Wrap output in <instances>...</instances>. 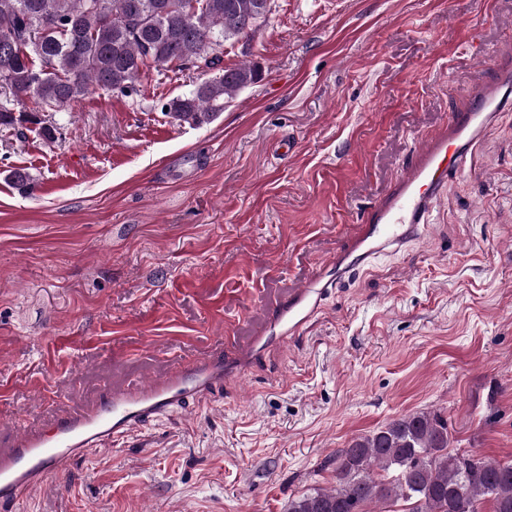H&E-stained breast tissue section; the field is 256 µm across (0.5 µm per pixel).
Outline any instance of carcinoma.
I'll list each match as a JSON object with an SVG mask.
<instances>
[{
	"label": "carcinoma",
	"mask_w": 512,
	"mask_h": 512,
	"mask_svg": "<svg viewBox=\"0 0 512 512\" xmlns=\"http://www.w3.org/2000/svg\"><path fill=\"white\" fill-rule=\"evenodd\" d=\"M0 0V130L37 131L53 143L59 127L48 118L89 87L139 92L136 80L152 65L215 68L210 52L251 38L270 11L269 0ZM259 65L225 68L166 104L178 125L214 122L245 88L262 80ZM32 101L35 108L23 107ZM8 179L27 191L24 169ZM448 420L416 412L352 439L337 451L336 486L291 500L288 512H360L367 503H411L408 512H512V461L479 453L452 454Z\"/></svg>",
	"instance_id": "obj_1"
}]
</instances>
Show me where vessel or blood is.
<instances>
[{
    "label": "vessel or blood",
    "mask_w": 512,
    "mask_h": 512,
    "mask_svg": "<svg viewBox=\"0 0 512 512\" xmlns=\"http://www.w3.org/2000/svg\"><path fill=\"white\" fill-rule=\"evenodd\" d=\"M509 89L512 62L500 65L494 81L476 91L467 108L453 113L447 131L419 155L392 194L368 213L351 244L338 249L312 281L266 303L260 335L245 343L232 340L220 351L197 357L165 376L143 375L127 387L109 390L92 407L51 417L40 428L20 433L11 447L0 448V499L18 500L26 487L61 470L71 457L97 447L101 440H117L156 414L212 389L225 374L256 361L299 327L316 308L322 291L345 269L363 264L378 250L406 244L425 223L449 178L463 173L467 146L491 121Z\"/></svg>",
    "instance_id": "obj_1"
}]
</instances>
